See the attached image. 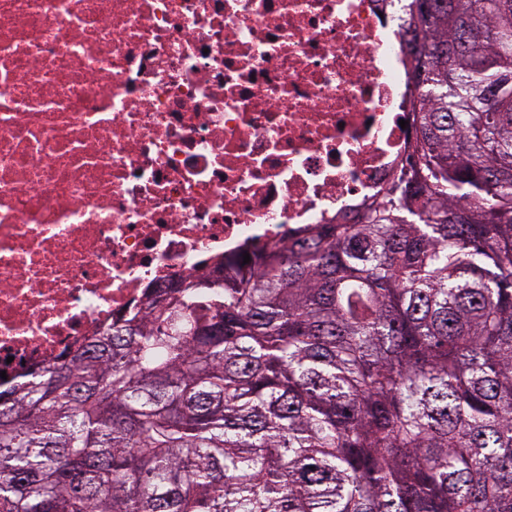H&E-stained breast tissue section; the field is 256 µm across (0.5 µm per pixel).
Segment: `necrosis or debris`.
Instances as JSON below:
<instances>
[{
  "label": "necrosis or debris",
  "mask_w": 512,
  "mask_h": 512,
  "mask_svg": "<svg viewBox=\"0 0 512 512\" xmlns=\"http://www.w3.org/2000/svg\"><path fill=\"white\" fill-rule=\"evenodd\" d=\"M400 0H0V371L381 201L415 136Z\"/></svg>",
  "instance_id": "4bbe7bcc"
}]
</instances>
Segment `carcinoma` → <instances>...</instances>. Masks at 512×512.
<instances>
[{"label": "carcinoma", "mask_w": 512, "mask_h": 512, "mask_svg": "<svg viewBox=\"0 0 512 512\" xmlns=\"http://www.w3.org/2000/svg\"><path fill=\"white\" fill-rule=\"evenodd\" d=\"M413 150L0 390V512H512V0H406Z\"/></svg>", "instance_id": "carcinoma-1"}]
</instances>
